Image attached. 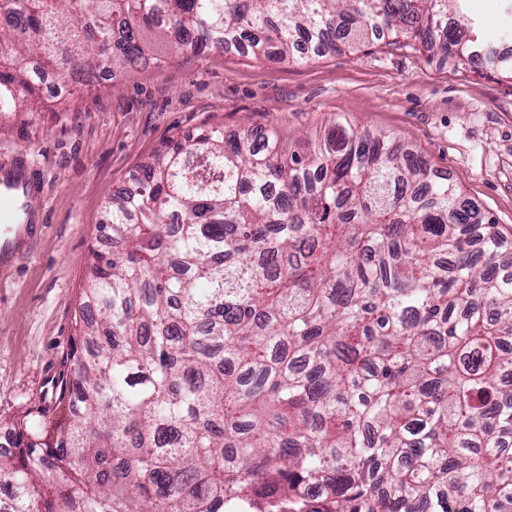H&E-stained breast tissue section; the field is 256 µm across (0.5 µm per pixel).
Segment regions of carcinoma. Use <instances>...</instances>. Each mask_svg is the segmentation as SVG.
<instances>
[{
	"label": "carcinoma",
	"mask_w": 512,
	"mask_h": 512,
	"mask_svg": "<svg viewBox=\"0 0 512 512\" xmlns=\"http://www.w3.org/2000/svg\"><path fill=\"white\" fill-rule=\"evenodd\" d=\"M466 0H0V115L30 63L124 71L206 47L297 62L477 54ZM336 116L303 154L201 129L105 209L60 417L0 455V512H512V227ZM316 490V494L309 490Z\"/></svg>",
	"instance_id": "cac0c4a2"
}]
</instances>
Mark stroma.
Instances as JSON below:
<instances>
[{
    "mask_svg": "<svg viewBox=\"0 0 512 512\" xmlns=\"http://www.w3.org/2000/svg\"><path fill=\"white\" fill-rule=\"evenodd\" d=\"M482 47L512 43L505 0H468ZM394 132L488 219L512 227V81L456 72L450 59L376 45L306 63L210 51L73 90L62 112L0 116V162L24 154L45 187L46 227L30 256L0 271V433L51 418L79 328L102 208L165 143L199 128L261 127L296 146L336 115Z\"/></svg>",
    "mask_w": 512,
    "mask_h": 512,
    "instance_id": "obj_1",
    "label": "stroma"
}]
</instances>
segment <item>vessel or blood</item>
Wrapping results in <instances>:
<instances>
[{"mask_svg":"<svg viewBox=\"0 0 512 512\" xmlns=\"http://www.w3.org/2000/svg\"><path fill=\"white\" fill-rule=\"evenodd\" d=\"M44 193L31 162L22 156L0 165V268L11 267L41 235Z\"/></svg>","mask_w":512,"mask_h":512,"instance_id":"obj_1","label":"vessel or blood"}]
</instances>
